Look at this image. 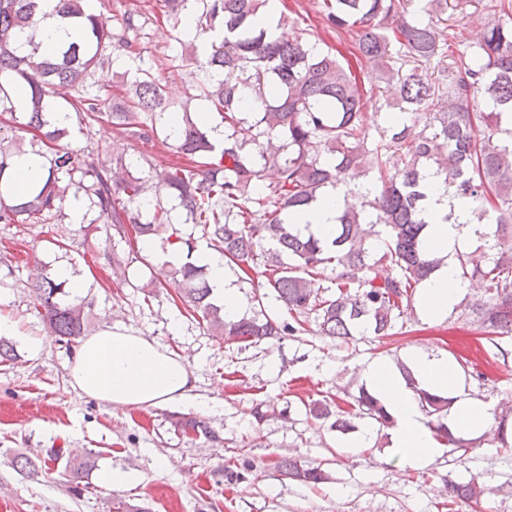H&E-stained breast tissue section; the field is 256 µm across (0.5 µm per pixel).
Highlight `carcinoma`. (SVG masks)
Wrapping results in <instances>:
<instances>
[{"label":"carcinoma","mask_w":512,"mask_h":512,"mask_svg":"<svg viewBox=\"0 0 512 512\" xmlns=\"http://www.w3.org/2000/svg\"><path fill=\"white\" fill-rule=\"evenodd\" d=\"M269 0H141L130 3L112 23L103 12L88 13L84 0H58L57 14L73 23L76 40L53 56L39 55L34 18L40 0H0V115L13 112L11 91L26 92L24 121L17 130L45 147L43 185L21 196L5 198L0 190L1 224H41L61 211L68 196L86 197L98 209L95 222L124 237L159 236L164 245L192 254L195 239L176 228L161 203L171 197L203 229L208 246L226 263L248 273L263 267L265 281L254 299L259 310L234 322L224 307L210 300L207 267L187 262L174 272L177 297L206 322L213 336L226 342L272 343L304 330L314 319L316 332L333 339L371 333L388 336L415 289L440 265L425 244L429 224L422 180L434 168L443 175L446 192L463 199L484 224L475 229L482 242L477 256L460 255V277L477 279L491 294L473 310L492 331L512 330V0H489L492 12L478 50L470 62L443 65L457 32L448 25V0H315L316 18L336 31L355 33L348 59L333 46L315 48L300 36L284 33L290 17L280 11L276 35L256 22ZM196 16V36L221 33L200 57L156 54L145 61L147 25L160 22L183 34L188 12ZM403 54L390 62V46ZM110 49L124 57L123 91L91 94L83 80L109 61ZM381 68V79L393 90L377 112L364 111V91L352 63ZM195 78L185 88L181 130L168 124L166 85L157 69L179 77L187 66ZM60 97L79 122L90 127L102 120L138 140L172 141L191 166L154 171L136 177L122 160L105 161L99 153L68 141L70 130L49 120L47 105ZM201 100L224 115V144L191 117L190 104ZM432 118L416 130L418 117ZM378 138L371 139L368 123ZM378 169L379 190L354 191L367 167ZM79 179H74L75 175ZM348 188L336 235L323 241L293 224L291 216L308 208L327 187ZM155 197L146 208L143 202ZM382 243L379 261L394 274L380 282L363 276L368 242ZM332 264L340 269L336 294L310 277ZM66 281L40 276L33 283L35 309L51 334L68 342L85 332V300L66 291ZM271 297L285 320L266 311ZM400 372L416 393L434 437L461 450L464 440L448 430V408L454 398L420 387L412 371ZM315 420L336 419L338 431L368 419L380 427L394 425L380 397L359 390L354 412L331 409V402L305 404ZM175 430L210 440L218 435L202 419L172 416ZM16 465L30 476L62 468L70 490L82 494L83 479L94 467L89 454L66 448L46 456H19ZM277 468L289 480L318 484L327 479L321 466L293 456ZM486 487L472 475L448 484V504H479Z\"/></svg>","instance_id":"carcinoma-1"}]
</instances>
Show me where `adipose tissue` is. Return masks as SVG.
<instances>
[{
  "label": "adipose tissue",
  "instance_id": "obj_1",
  "mask_svg": "<svg viewBox=\"0 0 512 512\" xmlns=\"http://www.w3.org/2000/svg\"><path fill=\"white\" fill-rule=\"evenodd\" d=\"M423 187L430 211L438 216H452L451 222L428 227V240L441 264L422 284L421 305L429 315L437 316L468 289L458 276L455 255L472 242V232L480 221L464 202H449L435 176H427ZM346 193L343 186L328 190L296 216V223L309 226L320 238H332ZM188 259L207 267L213 293L224 306L225 319H238L242 303L226 276L222 255L202 248L188 258L171 249L162 261L180 264ZM412 368L425 389L453 392L458 388L456 370L447 358L418 352L413 356ZM366 377L395 420L393 441L406 465L415 467L435 456L438 445L421 422L412 389L382 364L371 365ZM70 386L77 396L92 397L114 407H152L188 400L196 389L195 377L185 360L167 354L153 340L109 325L82 341L71 369Z\"/></svg>",
  "mask_w": 512,
  "mask_h": 512
}]
</instances>
